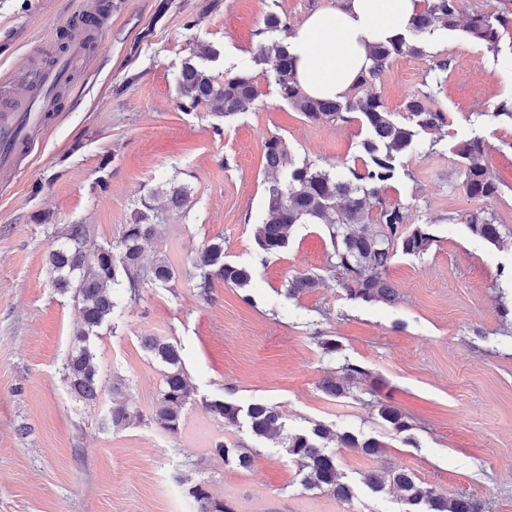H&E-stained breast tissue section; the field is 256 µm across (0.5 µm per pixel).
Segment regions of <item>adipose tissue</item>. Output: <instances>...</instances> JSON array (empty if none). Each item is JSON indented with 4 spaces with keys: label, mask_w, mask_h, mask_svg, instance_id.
Returning a JSON list of instances; mask_svg holds the SVG:
<instances>
[{
    "label": "adipose tissue",
    "mask_w": 512,
    "mask_h": 512,
    "mask_svg": "<svg viewBox=\"0 0 512 512\" xmlns=\"http://www.w3.org/2000/svg\"><path fill=\"white\" fill-rule=\"evenodd\" d=\"M420 0H340L306 18L287 41L303 91L343 98L371 66L369 46L402 33Z\"/></svg>",
    "instance_id": "adipose-tissue-1"
}]
</instances>
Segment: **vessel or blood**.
Listing matches in <instances>:
<instances>
[{
  "mask_svg": "<svg viewBox=\"0 0 512 512\" xmlns=\"http://www.w3.org/2000/svg\"><path fill=\"white\" fill-rule=\"evenodd\" d=\"M64 76L65 71L60 67L42 72L36 87L0 100V171L11 172L30 148L31 135L48 118L47 113L35 111L34 104L38 98L47 96L51 86Z\"/></svg>",
  "mask_w": 512,
  "mask_h": 512,
  "instance_id": "1",
  "label": "vessel or blood"
}]
</instances>
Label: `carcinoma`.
<instances>
[{"instance_id": "obj_1", "label": "carcinoma", "mask_w": 512, "mask_h": 512, "mask_svg": "<svg viewBox=\"0 0 512 512\" xmlns=\"http://www.w3.org/2000/svg\"><path fill=\"white\" fill-rule=\"evenodd\" d=\"M459 0H425V7L412 19L409 31L416 34L437 27H457ZM505 25L500 17L476 11L469 18L465 31L475 41L495 51L500 41L499 27ZM266 28L282 32V37L261 47L260 59L273 63L278 93L307 119L337 121L346 112H358L369 129L370 136L363 147L370 162L362 173L351 171L352 177L332 175L309 163L288 172L285 181L269 185L267 209L255 228V242L267 254H277L288 244V234L296 224H323L327 227L334 248V268L341 275L342 287L350 300L392 303L397 291L388 270L397 251L416 255L428 251L435 241L430 225L408 223L404 207L392 204L383 197L385 186L394 177L398 156L407 151L416 131L392 117L381 99L370 93L369 80L379 75L397 56L418 55L419 43L400 34L371 47L373 65L352 86L353 94L345 101L314 98L300 88L295 62L285 43L291 37L290 26L276 15L265 20ZM176 84L185 102L182 106H206L214 114L229 118L244 110L258 96L255 77L246 71L226 72L223 79L213 76L204 66L185 61L177 73ZM429 96H413L406 104L409 120L422 130L439 128L446 123L443 112L427 103ZM460 157L467 161L464 187L475 199L496 197L498 185L483 163L484 147L473 139L456 145ZM288 163V149L283 139L272 136L264 145V164L274 172ZM191 190L186 185H172L150 192L141 200L130 223L124 225L115 245H88L87 228L83 224H68L61 231L60 242L48 254L53 274L52 286L59 293L72 294L78 303L81 326L76 333L77 347L67 354L64 363L70 388L80 398L95 402L102 389L98 378L95 351L90 346L93 329L112 321L118 294L134 300L147 283L166 285L176 278V270L163 257L151 264L142 263L143 244L154 239L166 221L164 212L178 211L187 206ZM376 223L381 230L367 233L357 230L359 224ZM465 223L471 234L491 244L502 241L499 225L485 212L468 215ZM197 271L196 288L203 299H209L214 281L221 280L238 288L247 286L251 273L244 266L224 261V245L210 243L192 261ZM321 285V279L302 273L288 281V295L296 296ZM143 347L164 365L163 384L152 415L161 431L177 435L182 416L190 401V386L178 345L166 338L147 336ZM206 410L226 426H236L240 417L247 419L252 435L268 438L282 427V414L277 407L253 403L243 410L235 403L221 398L205 402ZM379 417L389 429L401 434L410 429L405 414L396 406L381 402ZM137 416L124 403H115L110 411L112 426L119 427ZM354 448L366 455H381L386 445L376 438L358 439L350 433L338 434L319 422L307 429L289 433L284 438L288 456L304 474L303 485L308 489L330 491L342 500L350 499L349 485L340 482L338 458L331 444ZM213 453L224 460L248 469L253 463L251 452L245 448H230L222 441L215 443ZM374 490L391 487L401 493L409 506L407 512H485L481 500L472 497L448 498L435 489L417 483L413 475L402 471L388 474L372 472L367 477ZM189 494L198 505V512H235L224 500L214 498L201 485L189 487Z\"/></svg>"}]
</instances>
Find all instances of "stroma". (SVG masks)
<instances>
[{
  "label": "stroma",
  "instance_id": "1",
  "mask_svg": "<svg viewBox=\"0 0 512 512\" xmlns=\"http://www.w3.org/2000/svg\"><path fill=\"white\" fill-rule=\"evenodd\" d=\"M157 3L0 0V91L31 83L71 25L97 20L101 39L70 58V80L35 150L0 174V512H197L192 482L236 512H406L399 492L367 486V475L384 469L411 471L450 498H480L485 512H512V121L495 114L512 102V0H460L458 29L417 35L422 56L396 57L370 81L398 121L410 97L429 91L447 117L441 128L417 131L384 193L435 235L426 253L395 256L392 304L346 298L325 225H295L276 255L254 241L274 179L263 160L270 136L285 140L294 165L365 168L361 115L309 121L281 99L271 63L258 59L276 38L268 14L297 29L337 0H172L161 17ZM476 10L507 19L497 51L463 32ZM200 43L219 52L206 64L214 76L244 59L259 90L245 111L222 118L182 108L175 76ZM472 139L482 141L500 188L489 201L463 188L454 147ZM168 179L191 187L190 202L168 213L145 255H167L177 277L122 299L112 324L97 328L90 342L106 389L88 405L63 370L79 315L71 295L52 287L47 255L68 224L86 225L95 245L114 243ZM481 210L500 224L502 244L469 232L467 215ZM217 237L225 262L247 266L252 281L243 289L215 282L206 301L190 260ZM305 272L322 286L289 296V280ZM145 336L169 338L181 351L192 391L175 436L151 421L164 367L143 348ZM326 336L338 354L322 352ZM347 362L367 378L328 396L323 380L343 379ZM217 396L277 406L290 433L320 422L377 438L386 450L337 449L341 480L353 489L342 501L305 488L280 438L215 420L203 403ZM116 399L139 421L112 426ZM382 400L406 415L407 434L383 424ZM218 440L251 449L252 468L224 464L213 453Z\"/></svg>",
  "mask_w": 512,
  "mask_h": 512
}]
</instances>
